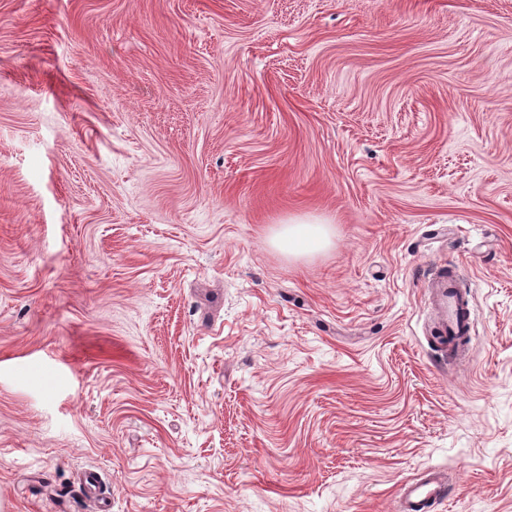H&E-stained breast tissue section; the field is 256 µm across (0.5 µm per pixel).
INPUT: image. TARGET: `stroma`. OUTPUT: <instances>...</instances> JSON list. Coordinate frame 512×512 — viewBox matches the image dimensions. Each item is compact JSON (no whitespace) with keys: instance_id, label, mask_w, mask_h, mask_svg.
<instances>
[{"instance_id":"stroma-1","label":"stroma","mask_w":512,"mask_h":512,"mask_svg":"<svg viewBox=\"0 0 512 512\" xmlns=\"http://www.w3.org/2000/svg\"><path fill=\"white\" fill-rule=\"evenodd\" d=\"M89 468L111 512H512V0H0V512H96ZM282 225L275 233V243L288 254H297L324 247L330 239V230L319 220H294ZM448 275V269L437 268L439 274L438 294L436 298V305L447 324V331H452L455 334L463 332V335L468 337L471 331L472 314L469 305L462 307L456 297L455 291L457 289L456 278L457 273L451 270ZM445 488L431 477L404 484L398 493L399 512H429L431 507L444 497Z\"/></svg>"}]
</instances>
